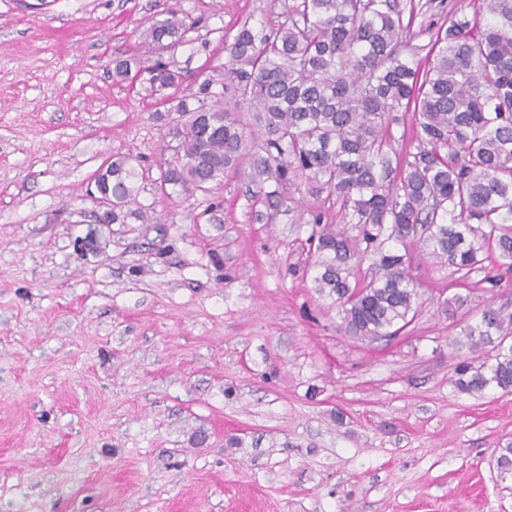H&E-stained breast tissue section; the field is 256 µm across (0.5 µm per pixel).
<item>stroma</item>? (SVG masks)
Masks as SVG:
<instances>
[{"instance_id":"1","label":"stroma","mask_w":512,"mask_h":512,"mask_svg":"<svg viewBox=\"0 0 512 512\" xmlns=\"http://www.w3.org/2000/svg\"><path fill=\"white\" fill-rule=\"evenodd\" d=\"M184 75L272 0H0V512H512V392H459L461 339L512 281L416 254L415 319L343 335L314 288L310 213L244 172L159 194L171 117L112 79L168 12ZM484 0L414 12L413 46ZM146 157L136 216L101 221L99 167ZM467 303L447 314L454 297ZM189 20V22H187ZM198 23L188 17H180L176 12H170L168 17L158 20L150 29L148 45L179 46L184 44L187 32L195 28Z\"/></svg>"}]
</instances>
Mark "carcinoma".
<instances>
[{
	"mask_svg": "<svg viewBox=\"0 0 512 512\" xmlns=\"http://www.w3.org/2000/svg\"><path fill=\"white\" fill-rule=\"evenodd\" d=\"M284 21L245 19L224 34V63L182 85L171 61L118 60L113 78L147 84L176 114L162 179L187 193L220 183L248 160L247 178L270 207L299 180L342 205V223L311 212L308 242L316 291L339 331L394 336L417 312L411 245L470 274L499 251L512 274V0H488L479 22L456 15L427 44V68L405 54L411 22L397 0H276ZM197 26L176 12L149 45L179 46ZM413 111L415 151L392 144L397 112ZM139 172L124 158L95 176L116 223L136 202ZM370 261L375 275L361 276ZM469 348L494 362H464L463 393L512 392V313L487 307L467 327Z\"/></svg>",
	"mask_w": 512,
	"mask_h": 512,
	"instance_id": "cac0c4a2",
	"label": "carcinoma"
}]
</instances>
